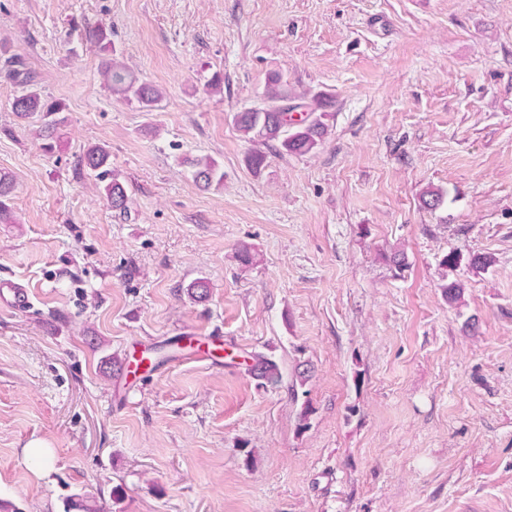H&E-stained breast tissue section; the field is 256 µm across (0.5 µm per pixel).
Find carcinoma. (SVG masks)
<instances>
[{
  "mask_svg": "<svg viewBox=\"0 0 512 512\" xmlns=\"http://www.w3.org/2000/svg\"><path fill=\"white\" fill-rule=\"evenodd\" d=\"M84 36L101 55L100 74L112 94L125 100H136L144 108L158 105L163 94L153 85L139 81L129 73L125 66L114 58L112 33L96 25L84 28ZM4 78L24 88L23 93L13 102V112L21 119L34 115L44 120V132L53 133L64 123L59 117L63 108L58 103H48L41 93L31 88L32 79L24 61L17 56H10L4 64ZM268 99L272 105L267 108L245 109L233 115L237 130L249 142L257 145L247 156L248 165L255 171L266 163V153L259 146L270 142L279 143L278 152L282 154L306 155L313 153L321 145L328 133L329 125L324 122L329 100L321 94H315L310 101L302 104L305 116L296 119L294 107L288 104V85L284 84L278 74L269 78L267 85ZM109 151L103 146L87 148L78 159V164L95 173L97 180L103 183V192L108 203L115 210L124 211L128 207V195L124 186L114 177L109 168ZM194 180L203 188L224 185V170L218 162L205 156L192 161ZM251 370L262 377L278 373L276 363L262 355L252 356ZM64 512H105L97 504L95 497L89 494H75L66 501Z\"/></svg>",
  "mask_w": 512,
  "mask_h": 512,
  "instance_id": "cac0c4a2",
  "label": "carcinoma"
}]
</instances>
